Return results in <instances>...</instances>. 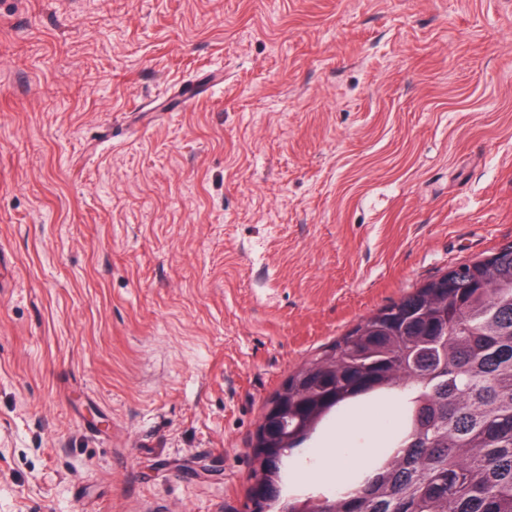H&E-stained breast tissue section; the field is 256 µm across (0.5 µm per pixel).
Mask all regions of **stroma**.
<instances>
[{"instance_id": "obj_1", "label": "stroma", "mask_w": 512, "mask_h": 512, "mask_svg": "<svg viewBox=\"0 0 512 512\" xmlns=\"http://www.w3.org/2000/svg\"><path fill=\"white\" fill-rule=\"evenodd\" d=\"M509 243L512 0H0V512H242L291 371Z\"/></svg>"}]
</instances>
